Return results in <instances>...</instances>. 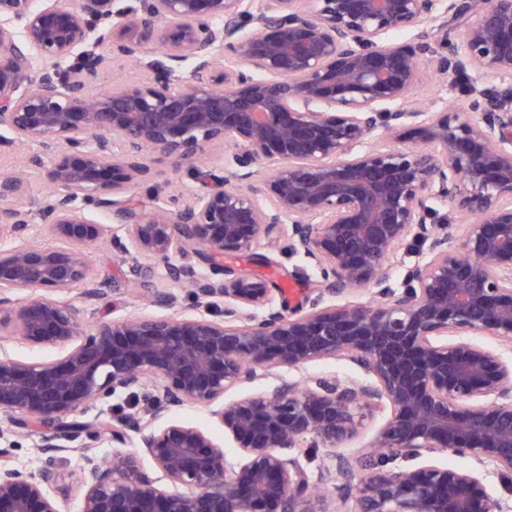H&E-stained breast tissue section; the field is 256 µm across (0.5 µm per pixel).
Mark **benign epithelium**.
<instances>
[{
    "instance_id": "obj_1",
    "label": "benign epithelium",
    "mask_w": 512,
    "mask_h": 512,
    "mask_svg": "<svg viewBox=\"0 0 512 512\" xmlns=\"http://www.w3.org/2000/svg\"><path fill=\"white\" fill-rule=\"evenodd\" d=\"M472 13L448 44V20ZM149 42L169 64L91 87L104 51L130 59ZM2 54L0 144L61 149L43 169L54 189L43 230L64 246L29 243L25 170L1 177L0 237L14 244L0 251V421L38 431L47 453L80 451L81 512H316L313 489L338 480L342 512H512V0H0ZM426 68L503 86L427 107L415 97ZM219 143L233 150L200 164ZM147 151L193 164L188 196L131 202ZM264 162L275 167L255 186ZM448 206L460 223L445 222ZM118 231L137 255L208 267L193 279L194 312L114 316L89 250ZM283 240L321 276L295 310L219 263ZM408 242L420 257L395 287ZM142 286L158 308L176 301ZM73 288L105 306L92 323L54 297ZM19 289L39 295L16 304ZM361 290L374 305L336 303ZM12 340L58 357L23 362ZM336 358L360 376L281 378L224 401L259 376ZM147 390L137 412L79 420ZM188 402L217 406L236 458L170 418ZM366 419L381 420L370 446L343 451ZM93 439L138 452L104 462ZM313 450L314 473L301 461ZM443 453L469 465H443ZM59 481L0 448V512H58Z\"/></svg>"
}]
</instances>
